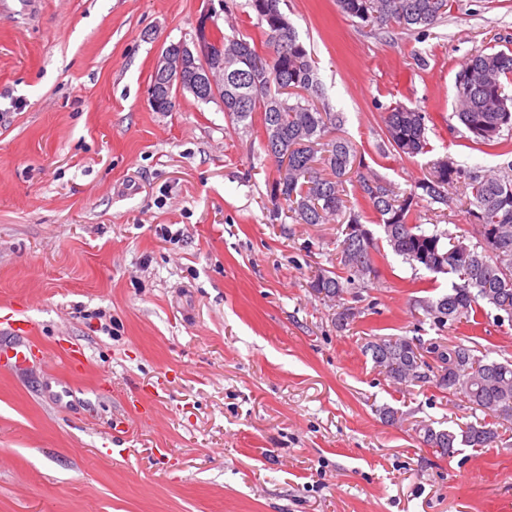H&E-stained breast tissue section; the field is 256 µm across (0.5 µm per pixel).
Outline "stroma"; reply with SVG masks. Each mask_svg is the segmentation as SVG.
<instances>
[{"label":"stroma","instance_id":"1","mask_svg":"<svg viewBox=\"0 0 512 512\" xmlns=\"http://www.w3.org/2000/svg\"><path fill=\"white\" fill-rule=\"evenodd\" d=\"M0 12V314L31 321L25 367L0 363V512H512V445L425 447L473 421L463 397L389 381L371 336L449 342L414 301L446 277L378 257L348 295L309 279L340 227L277 216L260 120L186 93L160 112L157 56L213 8L258 36L249 0H23ZM363 169L405 190L428 157L383 148V115L425 112L430 157L489 169L454 117L467 54L512 41V0H460L426 32L366 26L336 0H281ZM173 231L166 239L165 231ZM512 358V323L468 327ZM86 365L58 398L61 359ZM398 409L396 423L379 408Z\"/></svg>","mask_w":512,"mask_h":512}]
</instances>
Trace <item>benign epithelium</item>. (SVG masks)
I'll list each match as a JSON object with an SVG mask.
<instances>
[{
  "mask_svg": "<svg viewBox=\"0 0 512 512\" xmlns=\"http://www.w3.org/2000/svg\"><path fill=\"white\" fill-rule=\"evenodd\" d=\"M213 11L201 15L195 38L188 44L181 41L162 51L154 65L150 100L157 110L169 111L176 98L166 88L184 92V85L205 87L219 94L214 73L224 74V42L216 38L218 26L212 20Z\"/></svg>",
  "mask_w": 512,
  "mask_h": 512,
  "instance_id": "7a95c632",
  "label": "benign epithelium"
}]
</instances>
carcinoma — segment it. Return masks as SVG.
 <instances>
[{
	"label": "carcinoma",
	"instance_id": "cac0c4a2",
	"mask_svg": "<svg viewBox=\"0 0 512 512\" xmlns=\"http://www.w3.org/2000/svg\"><path fill=\"white\" fill-rule=\"evenodd\" d=\"M262 40L235 33L224 36V112L238 123L261 113L265 151L277 162L269 183L271 200L285 201V217L295 224L345 225L336 250V265L317 267L310 288L341 302L358 286L379 277L374 255L378 239L352 232L370 211L386 246L412 269L450 278L448 292L415 299V307L437 331L454 330L479 315L512 310V161L482 172L449 156L430 161L429 174L410 189L397 192L381 178L356 169V145L328 137L344 124L323 98L315 61L280 9V0H249ZM340 11L366 25H395L424 31L444 19L451 0H336ZM265 47L272 55L265 70H250L242 58ZM512 51L475 49L456 75L455 116L473 143L500 144L503 130L512 131ZM390 146L408 158L431 152L426 114L397 105L383 117ZM356 174L365 209L349 204L345 182ZM466 198L471 229L453 234L438 224L417 223L422 202L452 207L456 193ZM363 351L397 384L435 382L444 394L461 395L474 410H488L512 421V360L461 341L415 344L403 337L375 336ZM455 359L451 377L440 375L424 354ZM422 443L442 455L458 448H485L501 441L498 430L482 421L455 428L420 427Z\"/></svg>",
	"mask_w": 512,
	"mask_h": 512
}]
</instances>
